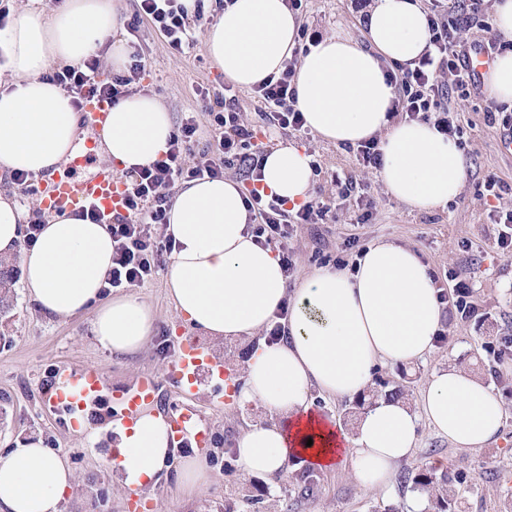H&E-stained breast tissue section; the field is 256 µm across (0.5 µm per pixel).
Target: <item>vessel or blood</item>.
Segmentation results:
<instances>
[{
  "label": "vessel or blood",
  "mask_w": 512,
  "mask_h": 512,
  "mask_svg": "<svg viewBox=\"0 0 512 512\" xmlns=\"http://www.w3.org/2000/svg\"><path fill=\"white\" fill-rule=\"evenodd\" d=\"M111 108V102L103 98L85 100L82 106L88 124L96 129L100 128ZM39 191L46 196V207L55 212L95 206L108 216L123 209L124 186L103 166L85 178L58 176L41 181ZM204 374L221 381L230 378L229 372L213 358L204 342L193 336L183 337L167 365L168 382L181 396L188 397L194 394L196 383ZM109 390L108 376L104 371L95 367L73 369L63 366L56 371L48 402L56 411L82 413L101 401ZM156 390L155 378L142 376L125 391L120 410L114 416L115 421L124 427L133 425L142 403L149 400ZM170 425L177 444H184L189 438L200 446L207 441V427L192 405H182Z\"/></svg>",
  "instance_id": "b4317fda"
}]
</instances>
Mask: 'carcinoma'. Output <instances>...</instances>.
Here are the masks:
<instances>
[{
    "label": "carcinoma",
    "mask_w": 512,
    "mask_h": 512,
    "mask_svg": "<svg viewBox=\"0 0 512 512\" xmlns=\"http://www.w3.org/2000/svg\"><path fill=\"white\" fill-rule=\"evenodd\" d=\"M512 347V336H494L484 342L483 348L493 360H498L505 350ZM382 396L403 399L406 391L399 386L392 390L371 388L361 395L355 406L359 409L372 407ZM473 477L464 469L447 468L441 472L427 466H418L401 476L403 483L425 495L431 512H462L460 510L459 488L471 482Z\"/></svg>",
    "instance_id": "obj_1"
}]
</instances>
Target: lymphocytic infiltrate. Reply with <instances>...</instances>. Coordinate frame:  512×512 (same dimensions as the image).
<instances>
[{"label":"lymphocytic infiltrate","mask_w":512,"mask_h":512,"mask_svg":"<svg viewBox=\"0 0 512 512\" xmlns=\"http://www.w3.org/2000/svg\"><path fill=\"white\" fill-rule=\"evenodd\" d=\"M429 42L425 52L399 68L393 79L398 96L394 114L408 120L424 121L442 134L455 138L461 133L457 107L441 102L445 84L462 90L476 88L477 80L465 61L462 34L471 29L488 32L485 46L491 52L512 48V39L490 35L484 0H425ZM208 18L204 7L188 10L182 0H137L134 17L125 25L129 63L125 70L103 77L100 58L92 57L80 67L53 69L49 79L82 105L87 96H99L119 103L137 91L145 71L141 53V25L149 23L165 39L173 58L179 59L197 44ZM297 58H290L277 74L268 75L250 90L261 108L260 116L268 132L282 135L304 134L305 121L296 107L294 76ZM197 94L212 118L203 129L197 113L188 112L172 132L165 157L146 167L128 172L124 178L125 215L113 217L112 267L105 279L104 293L138 287L153 278L170 253L171 243L164 230L171 205V190L182 182L223 177L225 170L241 171L248 187L247 203L252 231L258 243L276 245L285 277H293L296 263L289 245L301 224H329L336 214L322 198H310L296 208L261 192L264 143L255 142V133L236 108L238 90L225 83L221 94L199 87Z\"/></svg>","instance_id":"lymphocytic-infiltrate-1"}]
</instances>
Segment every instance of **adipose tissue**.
I'll list each match as a JSON object with an SVG mask.
<instances>
[{
    "instance_id": "obj_1",
    "label": "adipose tissue",
    "mask_w": 512,
    "mask_h": 512,
    "mask_svg": "<svg viewBox=\"0 0 512 512\" xmlns=\"http://www.w3.org/2000/svg\"><path fill=\"white\" fill-rule=\"evenodd\" d=\"M123 0H55L46 9L18 6L0 30V179L17 172L40 177L60 170L74 150L80 116L71 99L47 80L53 65L79 66L99 54L120 71L121 44L105 49L116 32ZM300 22L285 0H232L214 10L204 50L235 85L249 89L280 73L298 45ZM365 39L343 32L321 38L304 55L295 76L296 107L314 134L336 144L380 137V177L397 201L417 209L448 206L461 193L465 168L451 139L431 124L396 121V88L386 70L420 57L428 40L418 0H373ZM173 130L167 108L139 92L109 112L102 127V158L124 173L161 159ZM306 150L272 149L262 167L265 194L296 206L309 198L313 169ZM29 212L0 191V256L16 258L36 308L65 320L92 316L97 344L130 353L151 335L155 314L133 294L102 295L112 265L109 225L68 211L54 215L31 244H24ZM173 239L166 282L178 315L192 327L229 339L251 337L289 304L280 342L250 352L237 404L271 413L251 424L236 443L245 475L276 478L291 464L350 471L362 484L389 486L399 463L416 446L420 421L461 449L480 448L499 434L501 397L468 369L434 370L419 410L383 397L353 426L317 408L311 391L356 399L372 385L378 366L425 359L443 328L444 305L426 264L411 248L381 241L356 270L319 269L288 291L279 259L247 230L245 191L222 178L183 183L167 213ZM112 467L124 486L155 482L170 456L169 425L141 409L132 427L119 430ZM72 488V472L41 440H28L0 456V512H59Z\"/></svg>"
}]
</instances>
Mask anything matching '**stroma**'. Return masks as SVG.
Wrapping results in <instances>:
<instances>
[{
  "mask_svg": "<svg viewBox=\"0 0 512 512\" xmlns=\"http://www.w3.org/2000/svg\"><path fill=\"white\" fill-rule=\"evenodd\" d=\"M369 0H308L300 16L309 32L329 35L339 30L360 35ZM146 62L142 84L155 94L180 122L184 113H197L201 125L210 117L196 94L198 86L212 92L224 89V76L211 63L203 46H196L185 57L170 56L163 38L144 29L141 42ZM448 97L461 110L462 155L466 181L459 197L450 205L433 211L407 206L386 191L378 172L364 170L354 154L310 134L272 135V144L294 142L313 153L321 170L313 178L312 189L324 201L333 202L337 220L332 224L299 225L290 245L296 271L288 288H297L323 260H354L358 250L379 240L415 249L427 264L437 286L452 288V274L466 277L469 300L487 318L482 324L462 322L445 316L446 342L424 360L409 366H384L376 376L390 386H404L412 408H419L420 393L435 369L457 366L485 375L489 365L483 342L489 336H512V256L503 255L496 243V228L489 224L487 210L478 191L486 177L494 176L512 184V152L500 148L502 130L488 123L486 103L477 95L462 96L449 88ZM351 174L367 186L376 202L372 220L366 224L350 221L349 202L332 197L333 173ZM21 274L12 278L10 305L0 311V455H5L28 439L42 440L53 453L67 459L74 475L71 490L60 503V512H384L394 506L398 512H424L427 501L419 492L392 480L389 488L372 490L361 486L343 471H321L313 494H305L291 476L269 479L259 500L247 499L239 471L225 467L227 448L233 447L247 424L270 420V413L255 405H219L209 382H200L191 403L210 424L207 447L187 443L173 451L180 459L202 451L215 475L206 488L186 491L175 472L160 475L158 481L130 496L107 459L116 443L108 430L104 408L85 413L90 428L77 433V423L62 412H51L45 403L44 383L62 365L74 369H104L111 383L113 398L146 374L160 378L152 405L169 415L181 402L176 391L164 381L166 368L180 336L195 330L178 317L168 295L164 273L136 287L135 293L156 314L153 335L135 353H114L96 344L90 315L59 320L36 309L21 283ZM264 333L248 339L210 342L215 359L235 377H242L245 361ZM465 468L473 477L462 491V512H497L501 499L512 497V402L505 406V420L497 440L481 448H453L447 438L427 423L419 425L415 450L397 470L427 464L435 458Z\"/></svg>",
  "mask_w": 512,
  "mask_h": 512,
  "instance_id": "35a3bbf8",
  "label": "stroma"
}]
</instances>
